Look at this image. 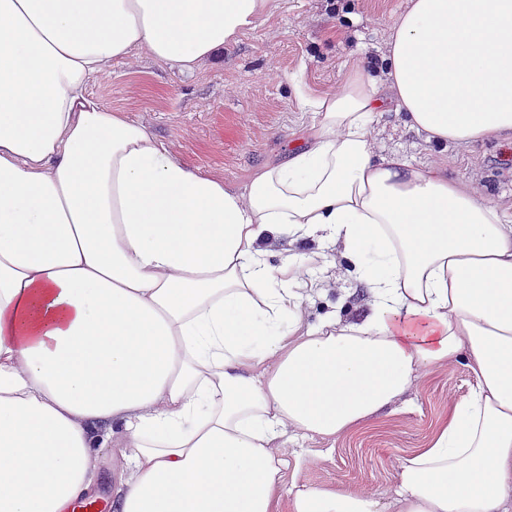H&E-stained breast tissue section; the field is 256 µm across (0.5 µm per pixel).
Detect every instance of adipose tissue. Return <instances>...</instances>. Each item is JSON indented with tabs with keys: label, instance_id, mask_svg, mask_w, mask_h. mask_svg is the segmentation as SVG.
Here are the masks:
<instances>
[{
	"label": "adipose tissue",
	"instance_id": "obj_1",
	"mask_svg": "<svg viewBox=\"0 0 512 512\" xmlns=\"http://www.w3.org/2000/svg\"><path fill=\"white\" fill-rule=\"evenodd\" d=\"M281 4L0 0V512H67L116 433L113 512H512V215L371 143L391 103L429 142L512 138V0H408L378 72L302 100L240 189L90 94L142 54L193 72ZM307 239L342 246L364 320L304 325ZM459 359L476 388L392 503L283 500L286 429L347 434Z\"/></svg>",
	"mask_w": 512,
	"mask_h": 512
}]
</instances>
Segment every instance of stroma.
Listing matches in <instances>:
<instances>
[{"mask_svg":"<svg viewBox=\"0 0 512 512\" xmlns=\"http://www.w3.org/2000/svg\"><path fill=\"white\" fill-rule=\"evenodd\" d=\"M406 6L407 0H283L277 14L193 74L142 55L132 64L113 63L90 92L173 143L189 167L241 187L264 162L283 156L307 122L301 97L336 90L352 64L379 67L389 26ZM373 138L382 156L397 151L415 164L447 161L449 174L479 180L496 205L512 212V145L433 146L405 132L393 109L379 116ZM328 257L339 282L314 291L305 323L333 311L349 321L364 318V283L349 274L341 249ZM474 387L462 363L432 367L375 423L334 440L288 432L280 441L284 488L368 485L392 500L400 459L426 447L449 402L468 397Z\"/></svg>","mask_w":512,"mask_h":512,"instance_id":"1","label":"stroma"}]
</instances>
